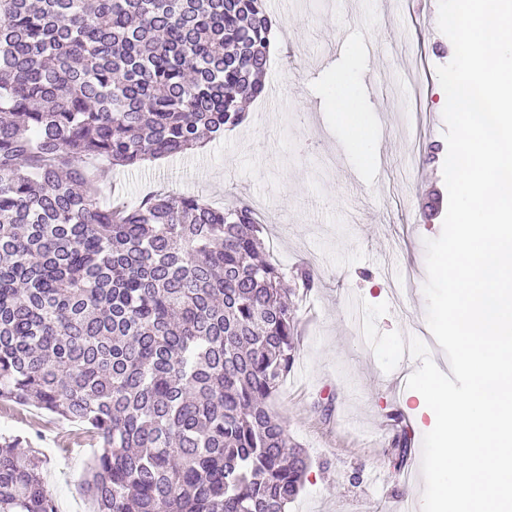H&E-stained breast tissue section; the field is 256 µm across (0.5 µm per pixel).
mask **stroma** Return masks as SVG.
<instances>
[{
    "label": "stroma",
    "mask_w": 512,
    "mask_h": 512,
    "mask_svg": "<svg viewBox=\"0 0 512 512\" xmlns=\"http://www.w3.org/2000/svg\"><path fill=\"white\" fill-rule=\"evenodd\" d=\"M273 13L279 32L265 84L279 98L253 101L246 124L225 129L206 149L162 158L136 171L90 160L100 199L137 206L166 186L221 207H258L264 240L288 277L313 271L298 300V353L274 408L291 439L310 456L309 479L289 512H394L408 499L420 512L423 437L428 417L401 375L407 330L424 336L434 362L448 359L429 334L423 285L424 242L442 218L424 206L446 195L442 117L446 99L437 67L454 55L437 26L438 0L412 11L404 0H293ZM358 92L367 140L345 131L336 110L343 84ZM420 123L422 147L406 135ZM358 296L367 318L359 333L346 304ZM406 429L411 452L402 469L391 442ZM73 424L32 407L0 405V433L38 451L58 512H91L79 487L94 450L69 444Z\"/></svg>",
    "instance_id": "1"
}]
</instances>
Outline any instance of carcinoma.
<instances>
[{"mask_svg":"<svg viewBox=\"0 0 512 512\" xmlns=\"http://www.w3.org/2000/svg\"><path fill=\"white\" fill-rule=\"evenodd\" d=\"M272 27L261 0H0V403L80 425L93 512H287L310 473L271 406L298 293L255 210L103 207L83 165L243 124ZM39 464L0 434V512H57Z\"/></svg>","mask_w":512,"mask_h":512,"instance_id":"cac0c4a2","label":"carcinoma"}]
</instances>
